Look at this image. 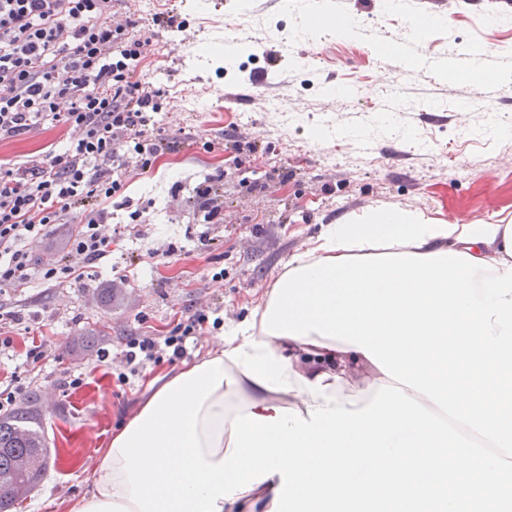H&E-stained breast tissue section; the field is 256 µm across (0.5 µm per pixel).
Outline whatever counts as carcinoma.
<instances>
[{"instance_id":"1","label":"carcinoma","mask_w":512,"mask_h":512,"mask_svg":"<svg viewBox=\"0 0 512 512\" xmlns=\"http://www.w3.org/2000/svg\"><path fill=\"white\" fill-rule=\"evenodd\" d=\"M50 455L27 408L0 418V512H12L39 486Z\"/></svg>"}]
</instances>
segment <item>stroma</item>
I'll list each match as a JSON object with an SVG mask.
<instances>
[{"label":"stroma","mask_w":512,"mask_h":512,"mask_svg":"<svg viewBox=\"0 0 512 512\" xmlns=\"http://www.w3.org/2000/svg\"><path fill=\"white\" fill-rule=\"evenodd\" d=\"M307 0H115L112 24L131 23L151 39L143 73L163 90L160 126L173 149L149 173L130 169L124 190L108 203V222L122 242L80 282H40L0 293L17 320L6 328L0 380L25 388L18 405L37 415L54 464L18 512H70L90 488L99 454L113 431L148 395V383L169 373L148 366L129 383L120 358L125 340L163 335L177 319L203 309L211 318L192 350L199 363L222 347L227 325L252 319L292 257L313 248L326 225L362 222L375 209L424 214L436 224H512V136L489 133L512 116V51L496 53L491 100L471 96V64L491 51L488 19L512 44V0H404L382 21L385 0H317L322 12L355 22L301 34ZM440 10L444 24L410 33L414 16ZM172 15L176 26L156 24ZM249 38L224 59L199 58L200 43L231 28ZM397 95V129L375 124L382 102ZM362 128L370 150L353 145ZM76 129L39 124L0 142V162L41 161L63 152ZM263 140L265 152L240 159L227 139ZM224 173L218 223L189 207L205 178ZM172 246L167 261L152 249ZM122 279L113 288V279ZM47 335V357L26 362L27 331ZM110 351L100 362V348ZM80 379L62 388L64 377Z\"/></svg>","instance_id":"stroma-1"}]
</instances>
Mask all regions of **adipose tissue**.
<instances>
[{"label":"adipose tissue","instance_id":"ef3b65f1","mask_svg":"<svg viewBox=\"0 0 512 512\" xmlns=\"http://www.w3.org/2000/svg\"><path fill=\"white\" fill-rule=\"evenodd\" d=\"M454 250L484 259L499 272L512 266L511 224H434L422 215L391 210L374 211L363 224L327 225L317 246L295 256L288 264L297 269L324 257L384 253L429 254ZM223 367L232 375V385H221L205 401L197 433L208 462H221L230 454L231 424L235 415H273L275 408L307 412L326 407L322 398L299 391L300 379L317 383L325 379L327 391L338 397L345 409L355 411L370 403L378 385L390 379L379 368L355 380L336 373L333 362L344 356L356 363L366 357L357 347L325 339L317 333L288 339L257 329L255 321L228 326L218 352ZM118 451H103L91 475V489L72 506V512H141L129 499L120 468Z\"/></svg>","mask_w":512,"mask_h":512}]
</instances>
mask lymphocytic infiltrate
<instances>
[{
  "label": "lymphocytic infiltrate",
  "instance_id": "obj_1",
  "mask_svg": "<svg viewBox=\"0 0 512 512\" xmlns=\"http://www.w3.org/2000/svg\"><path fill=\"white\" fill-rule=\"evenodd\" d=\"M112 0H0V140L42 123L79 129L63 153L30 170L0 164V292L32 277L63 287L111 256L119 233L106 227L105 204L129 168L149 172L165 143L155 121L160 91L137 69L150 42L111 25ZM68 112H60V101ZM71 225L64 254L34 263L28 244L49 227ZM82 266H73L71 256ZM209 317L197 310L162 336H130L131 372L187 358L186 341Z\"/></svg>",
  "mask_w": 512,
  "mask_h": 512
}]
</instances>
